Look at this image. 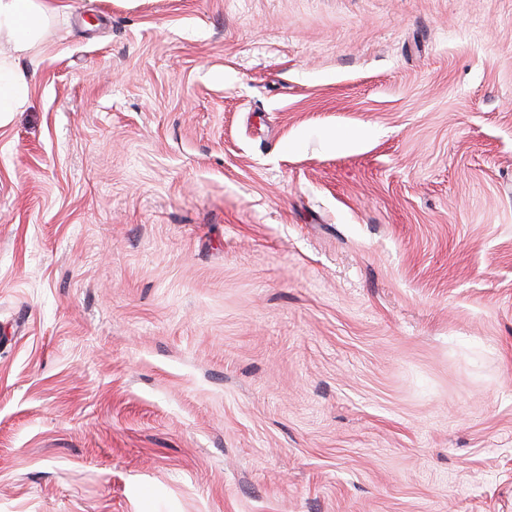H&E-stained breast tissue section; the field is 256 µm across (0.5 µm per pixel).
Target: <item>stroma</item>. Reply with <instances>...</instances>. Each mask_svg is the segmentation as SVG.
Here are the masks:
<instances>
[{
    "label": "stroma",
    "instance_id": "obj_1",
    "mask_svg": "<svg viewBox=\"0 0 512 512\" xmlns=\"http://www.w3.org/2000/svg\"><path fill=\"white\" fill-rule=\"evenodd\" d=\"M62 2L0 512H512V0Z\"/></svg>",
    "mask_w": 512,
    "mask_h": 512
}]
</instances>
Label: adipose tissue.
<instances>
[{"label":"adipose tissue","mask_w":512,"mask_h":512,"mask_svg":"<svg viewBox=\"0 0 512 512\" xmlns=\"http://www.w3.org/2000/svg\"><path fill=\"white\" fill-rule=\"evenodd\" d=\"M55 12L49 0H0V39L12 43L16 56L26 55Z\"/></svg>","instance_id":"obj_1"}]
</instances>
